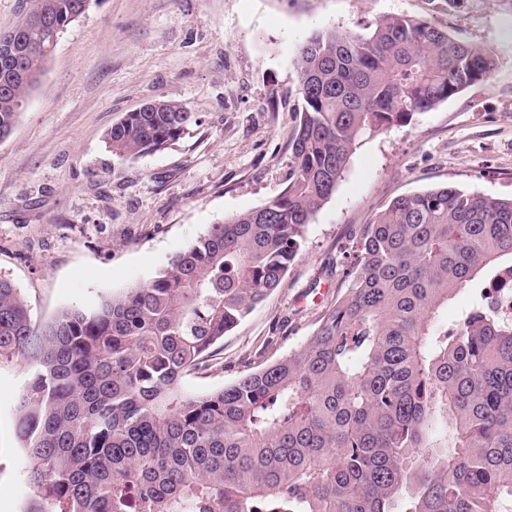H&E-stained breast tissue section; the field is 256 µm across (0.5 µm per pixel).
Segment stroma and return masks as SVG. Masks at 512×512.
Masks as SVG:
<instances>
[{
  "label": "stroma",
  "instance_id": "1",
  "mask_svg": "<svg viewBox=\"0 0 512 512\" xmlns=\"http://www.w3.org/2000/svg\"><path fill=\"white\" fill-rule=\"evenodd\" d=\"M390 16L490 48L498 66L406 126L360 138L280 286L182 389L203 395L301 349L345 290L354 231L396 197L448 183L512 197V0H91L60 35L0 140V276L45 323L148 283L212 225L288 184L302 101L296 48ZM166 100L194 121L136 159L107 148L123 115ZM28 369L0 363V512L30 495L17 404Z\"/></svg>",
  "mask_w": 512,
  "mask_h": 512
}]
</instances>
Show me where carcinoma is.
Masks as SVG:
<instances>
[{
    "mask_svg": "<svg viewBox=\"0 0 512 512\" xmlns=\"http://www.w3.org/2000/svg\"><path fill=\"white\" fill-rule=\"evenodd\" d=\"M85 0H31L61 28ZM0 42V138L48 54ZM498 65L429 21L320 31L297 48L302 107L277 198L215 224L154 280L33 322L0 276V361L30 379L18 434L24 512H512V318L491 300L454 329L457 293L512 267V198L447 184L393 199L353 234L345 292L307 344L205 395L184 374L279 287L357 141L406 126ZM193 113L147 104L107 130L138 158Z\"/></svg>",
    "mask_w": 512,
    "mask_h": 512,
    "instance_id": "obj_1",
    "label": "carcinoma"
}]
</instances>
